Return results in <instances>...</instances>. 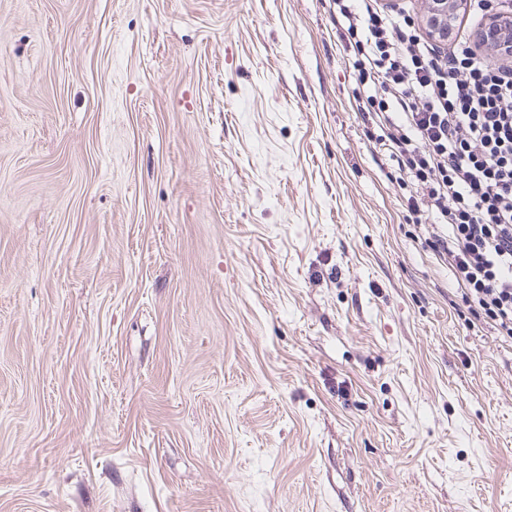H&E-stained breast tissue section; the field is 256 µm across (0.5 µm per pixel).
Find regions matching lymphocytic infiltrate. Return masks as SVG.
Masks as SVG:
<instances>
[{
    "instance_id": "lymphocytic-infiltrate-1",
    "label": "lymphocytic infiltrate",
    "mask_w": 512,
    "mask_h": 512,
    "mask_svg": "<svg viewBox=\"0 0 512 512\" xmlns=\"http://www.w3.org/2000/svg\"><path fill=\"white\" fill-rule=\"evenodd\" d=\"M359 88L381 89L378 142L445 234L433 246L462 298L512 340V66L487 61L468 37L441 52L408 21L369 0H336Z\"/></svg>"
}]
</instances>
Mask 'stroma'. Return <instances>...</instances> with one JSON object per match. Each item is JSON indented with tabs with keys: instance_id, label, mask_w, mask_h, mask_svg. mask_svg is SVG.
<instances>
[{
	"instance_id": "stroma-1",
	"label": "stroma",
	"mask_w": 512,
	"mask_h": 512,
	"mask_svg": "<svg viewBox=\"0 0 512 512\" xmlns=\"http://www.w3.org/2000/svg\"><path fill=\"white\" fill-rule=\"evenodd\" d=\"M354 61L334 0H0V512H512Z\"/></svg>"
}]
</instances>
